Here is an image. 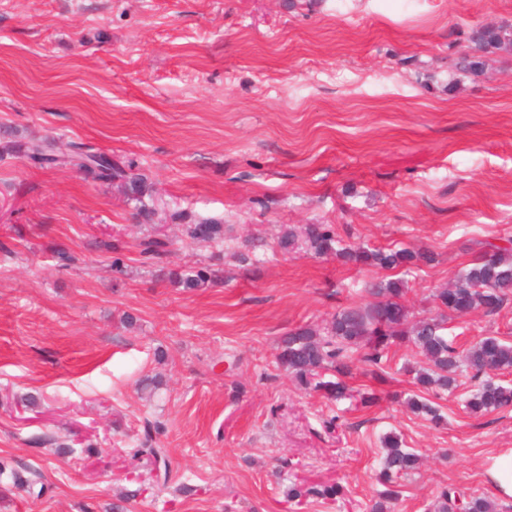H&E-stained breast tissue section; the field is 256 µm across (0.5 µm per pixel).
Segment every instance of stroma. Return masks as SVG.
<instances>
[{
	"label": "stroma",
	"instance_id": "1",
	"mask_svg": "<svg viewBox=\"0 0 512 512\" xmlns=\"http://www.w3.org/2000/svg\"><path fill=\"white\" fill-rule=\"evenodd\" d=\"M486 26L512 31V0H0V127L134 162L165 204L141 224L118 185L0 160V512H107L127 491L130 512H370L388 433L422 465L387 512H428L449 484L512 503L487 477L512 452V408L465 410L470 374L427 392L437 425L404 404L412 344L390 349L385 382L354 370L339 402L275 360L281 336L387 276L283 253L284 229L430 250L402 275L419 317L478 242L512 239V52L457 66ZM200 218L223 221L222 243L185 237ZM150 236L169 243L158 266ZM202 265L211 287L168 279ZM446 334L512 343V301ZM27 393L37 406L17 405ZM148 420L165 481L135 453ZM32 469L38 498L13 483ZM336 482L344 500L285 501Z\"/></svg>",
	"mask_w": 512,
	"mask_h": 512
}]
</instances>
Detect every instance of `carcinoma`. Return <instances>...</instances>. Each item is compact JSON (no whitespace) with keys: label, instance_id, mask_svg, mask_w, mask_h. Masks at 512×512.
I'll use <instances>...</instances> for the list:
<instances>
[{"label":"carcinoma","instance_id":"carcinoma-1","mask_svg":"<svg viewBox=\"0 0 512 512\" xmlns=\"http://www.w3.org/2000/svg\"><path fill=\"white\" fill-rule=\"evenodd\" d=\"M471 53L465 55L462 67L476 71L483 66V54L491 49L512 47V35L494 27H483L470 36ZM26 157L42 167L64 166L84 171L104 182H120L128 199L136 202V218L150 224L158 213L152 198V186L147 183L132 162L117 161L111 155L73 143L65 153L57 154L42 139L26 141L12 139V131L0 133V159L4 155ZM186 236L198 244L224 240V225L214 218H201L185 225ZM282 250L304 251L314 256L335 255L345 264H362L384 271L410 270L421 263H431L434 255L428 250L408 248L370 249L344 246L326 224H308L296 230L288 229L279 238ZM478 257L464 268L454 282L435 294L438 314L409 320V309L401 301L404 282L381 279L369 285L372 301L363 305L343 307L323 328L308 326L289 331L281 338L276 360L278 367L292 376L301 386L322 392L332 400L351 399L353 394L344 378L352 374L354 360L380 367L387 358L389 346L410 342L420 350L427 366L409 368L414 384L424 389L433 386L453 393L457 377L464 371L482 379L479 388L465 400L472 414H489L512 406V386L495 381L496 372L512 370V344L496 336H484L466 350H458L442 334L445 322L452 317H465L481 310L487 316L497 314L512 299V247L490 241L477 243ZM168 253V241L148 237L140 242V254L152 262H160ZM178 283L188 289L207 288L217 281L215 271L200 267L176 275ZM337 374L336 380H324L325 372ZM407 404L417 413L438 422V409L428 400L413 395ZM385 455L380 479L389 489L383 498L391 500L398 491L390 488L395 479L407 477L416 469L418 455L402 447L396 436L384 438ZM136 454L151 457L154 463L168 468L166 449L152 446L151 428L144 430L143 447ZM342 495L339 484L306 486L293 484L287 496L292 501L310 496L334 499ZM434 512H498V505L485 497L468 495L448 485L434 504Z\"/></svg>","mask_w":512,"mask_h":512}]
</instances>
